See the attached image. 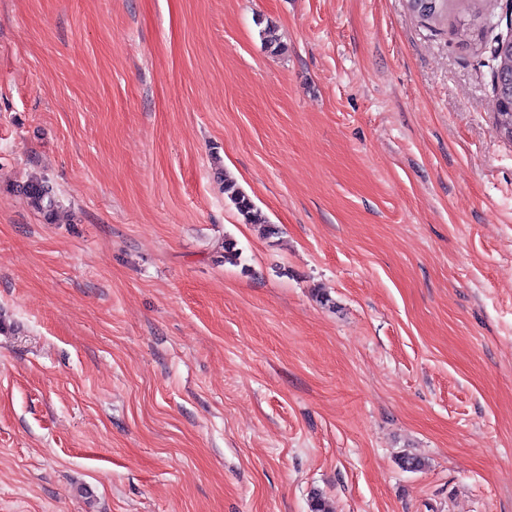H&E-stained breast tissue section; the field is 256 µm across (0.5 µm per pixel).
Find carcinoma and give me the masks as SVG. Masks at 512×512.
Masks as SVG:
<instances>
[{
    "label": "carcinoma",
    "mask_w": 512,
    "mask_h": 512,
    "mask_svg": "<svg viewBox=\"0 0 512 512\" xmlns=\"http://www.w3.org/2000/svg\"><path fill=\"white\" fill-rule=\"evenodd\" d=\"M409 9L424 21H434L448 15V6L459 4L470 19L461 20L455 35L466 42L484 43L489 50L488 67L496 99V127L512 141V34L498 31L496 21L499 0H408ZM31 206L51 218L54 216L56 198L53 187L43 179H34L25 187ZM224 194L246 224L266 223L261 210L252 198L229 177H224Z\"/></svg>",
    "instance_id": "obj_1"
}]
</instances>
